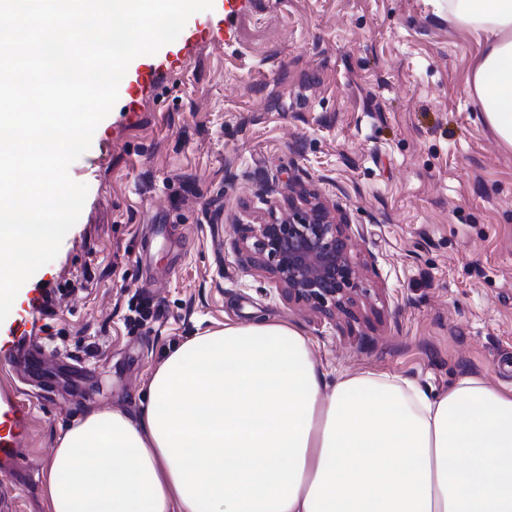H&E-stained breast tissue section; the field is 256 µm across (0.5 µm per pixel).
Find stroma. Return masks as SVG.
Returning a JSON list of instances; mask_svg holds the SVG:
<instances>
[{
  "label": "stroma",
  "instance_id": "stroma-1",
  "mask_svg": "<svg viewBox=\"0 0 512 512\" xmlns=\"http://www.w3.org/2000/svg\"><path fill=\"white\" fill-rule=\"evenodd\" d=\"M161 71L129 127L119 95L70 167L88 195L56 258L20 288L55 291L42 335L80 363L84 398H36L33 446L0 512H47L62 430L99 409L138 411L166 351L198 329L265 315L297 323L333 375L397 373L430 393L464 375L512 387V149L467 92L481 46L446 0H244ZM301 181L359 225L369 297L324 319L289 304L237 252L259 187ZM162 225L155 235L154 225ZM153 320L127 323L133 296Z\"/></svg>",
  "mask_w": 512,
  "mask_h": 512
}]
</instances>
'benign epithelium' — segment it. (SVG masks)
<instances>
[{
	"label": "benign epithelium",
	"instance_id": "benign-epithelium-1",
	"mask_svg": "<svg viewBox=\"0 0 512 512\" xmlns=\"http://www.w3.org/2000/svg\"><path fill=\"white\" fill-rule=\"evenodd\" d=\"M285 201L269 202L268 218L241 237L247 262L269 273L290 302L332 319L367 296L351 251L358 228L336 222L315 192L288 187Z\"/></svg>",
	"mask_w": 512,
	"mask_h": 512
}]
</instances>
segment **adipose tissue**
Returning <instances> with one entry per match:
<instances>
[{
    "label": "adipose tissue",
    "mask_w": 512,
    "mask_h": 512,
    "mask_svg": "<svg viewBox=\"0 0 512 512\" xmlns=\"http://www.w3.org/2000/svg\"><path fill=\"white\" fill-rule=\"evenodd\" d=\"M483 50L469 85L512 148V0H448ZM48 512H512V389L465 375L330 376L281 319H225L169 350L137 414L62 431Z\"/></svg>",
    "instance_id": "ef3b65f1"
}]
</instances>
